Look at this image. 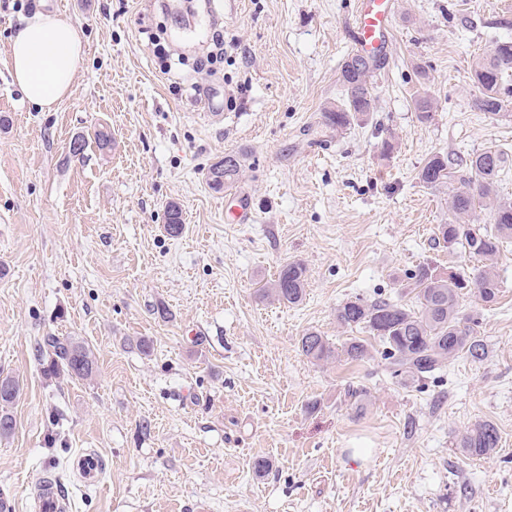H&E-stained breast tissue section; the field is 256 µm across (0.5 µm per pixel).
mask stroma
<instances>
[{
    "mask_svg": "<svg viewBox=\"0 0 512 512\" xmlns=\"http://www.w3.org/2000/svg\"><path fill=\"white\" fill-rule=\"evenodd\" d=\"M39 7L70 19L86 49L71 96L49 112L6 68L20 17ZM354 8L0 0V375L20 385L0 437V497L14 512H39L44 475L67 512H512V242L497 257V304L460 300L480 321L483 361L462 355L404 381L376 337L336 321L354 297L414 304L404 284L420 265L472 273V258L434 242L447 188L418 174L436 153H512V116L475 108L470 73L474 55L512 39V0H395L394 44L369 78L375 109L338 131L323 112L345 100ZM158 27L195 57L217 30L236 44L214 72L163 70ZM424 91L426 122L414 111ZM228 153L255 209L247 224L229 222L232 193L205 178ZM171 203L176 237L164 228ZM292 260L307 268L302 302L261 297ZM309 331L334 358L302 355ZM47 336L88 347L91 376L53 374L35 350ZM353 338L365 359L343 355ZM478 421L500 441L472 458L457 443ZM355 448L371 449L368 462ZM89 450L107 462L96 486L75 466Z\"/></svg>",
    "mask_w": 512,
    "mask_h": 512,
    "instance_id": "35a3bbf8",
    "label": "stroma"
}]
</instances>
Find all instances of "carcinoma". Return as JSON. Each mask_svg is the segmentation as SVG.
I'll return each instance as SVG.
<instances>
[{
  "instance_id": "cac0c4a2",
  "label": "carcinoma",
  "mask_w": 512,
  "mask_h": 512,
  "mask_svg": "<svg viewBox=\"0 0 512 512\" xmlns=\"http://www.w3.org/2000/svg\"><path fill=\"white\" fill-rule=\"evenodd\" d=\"M377 61L360 55L349 56L341 67L340 80L345 90V103L323 112L326 125L342 130L355 120L374 111V97L369 87V74ZM512 72V41L501 40L494 47L473 57L471 75L480 88L475 107L498 117L512 114V90L503 87L505 75ZM512 167L507 152L487 148L457 162L442 154L429 157L419 171V180L430 186H448L450 219L437 226V239L453 254L461 249L481 262L474 277L457 272L453 267L439 271L422 265L409 275L416 305L408 306L389 299L365 301L350 299L336 308V320L346 328H360L378 337L390 360L392 374L407 379H420L441 370L453 358L465 354L475 361L487 356V345L479 336V321L464 319L458 311L463 291L475 290L481 301L492 303L500 292L495 258L500 246L512 238V201L501 199L496 192L500 174ZM241 170L240 159L226 154L211 165L207 180L215 190L236 183ZM486 212L493 221L488 229L474 224L478 213ZM184 224L179 207H167L166 231L172 236L182 233ZM307 285V269L292 261L282 267L265 296L289 305L298 304ZM44 346L51 351V366L70 377L85 378L92 374L90 350L67 338L48 336ZM303 355L315 362H326L335 351L319 333L311 331L301 338ZM20 392L19 383L11 377L0 378V405L11 404ZM499 444L496 427L482 421L468 428L457 447L471 457L492 454Z\"/></svg>"
}]
</instances>
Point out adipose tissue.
<instances>
[{
	"label": "adipose tissue",
	"mask_w": 512,
	"mask_h": 512,
	"mask_svg": "<svg viewBox=\"0 0 512 512\" xmlns=\"http://www.w3.org/2000/svg\"><path fill=\"white\" fill-rule=\"evenodd\" d=\"M83 56L75 24L38 9L21 18L10 38L8 71L24 99L48 111L71 94Z\"/></svg>",
	"instance_id": "adipose-tissue-1"
}]
</instances>
